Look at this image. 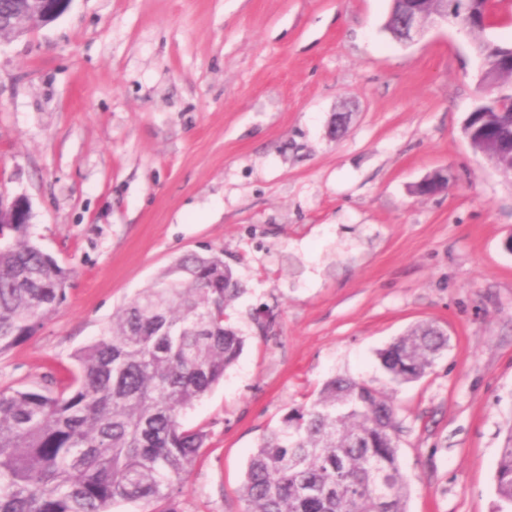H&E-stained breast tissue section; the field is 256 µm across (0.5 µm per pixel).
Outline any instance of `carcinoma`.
<instances>
[{"mask_svg":"<svg viewBox=\"0 0 512 512\" xmlns=\"http://www.w3.org/2000/svg\"><path fill=\"white\" fill-rule=\"evenodd\" d=\"M483 107L472 128L512 176V112L489 96ZM68 276L29 225L0 226V354L64 301ZM243 291L222 258L185 256L75 352L61 389H0V512H111L118 501L180 512L176 494L206 441L182 417L242 352L226 310ZM447 344L421 324L379 353L380 366L396 383L415 381ZM399 431L388 396L333 376L261 439L240 487L243 512H406ZM495 486L496 512H512V432Z\"/></svg>","mask_w":512,"mask_h":512,"instance_id":"obj_1","label":"carcinoma"}]
</instances>
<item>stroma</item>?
Listing matches in <instances>:
<instances>
[{
    "label": "stroma",
    "mask_w": 512,
    "mask_h": 512,
    "mask_svg": "<svg viewBox=\"0 0 512 512\" xmlns=\"http://www.w3.org/2000/svg\"><path fill=\"white\" fill-rule=\"evenodd\" d=\"M390 0H71L0 38V191L69 273L66 300L0 355V388L65 383L74 353L184 255L245 288V338L188 410L201 448L180 512H242L261 438L328 378L392 398L408 512H495L512 427V177L471 148L478 35L402 43ZM345 114L342 137L333 133ZM447 171L446 191L415 187ZM275 320L262 331L259 315ZM448 347L397 384L378 353L419 323Z\"/></svg>",
    "instance_id": "stroma-1"
}]
</instances>
